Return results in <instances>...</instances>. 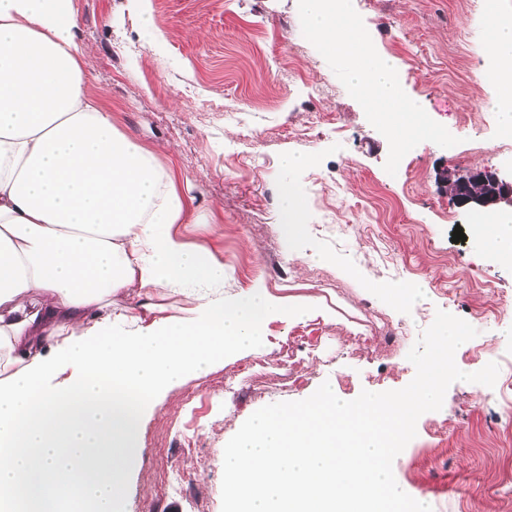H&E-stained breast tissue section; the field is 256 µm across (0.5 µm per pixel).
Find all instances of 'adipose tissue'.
I'll list each match as a JSON object with an SVG mask.
<instances>
[{
    "label": "adipose tissue",
    "mask_w": 512,
    "mask_h": 512,
    "mask_svg": "<svg viewBox=\"0 0 512 512\" xmlns=\"http://www.w3.org/2000/svg\"><path fill=\"white\" fill-rule=\"evenodd\" d=\"M340 0H300L310 33L350 61L352 89L379 103L391 141L421 146L407 128L393 59L358 34H339ZM71 0H0V380L49 356L134 294L127 323L142 326L156 295L190 287L197 303L224 295L222 262L175 232L185 200L157 154L126 136L87 89V54ZM512 16L494 25L484 79L502 128L512 129Z\"/></svg>",
    "instance_id": "1"
}]
</instances>
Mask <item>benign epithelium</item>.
I'll return each mask as SVG.
<instances>
[{
  "label": "benign epithelium",
  "mask_w": 512,
  "mask_h": 512,
  "mask_svg": "<svg viewBox=\"0 0 512 512\" xmlns=\"http://www.w3.org/2000/svg\"><path fill=\"white\" fill-rule=\"evenodd\" d=\"M451 200L459 207L475 211L491 210L502 204L512 206V178L483 170L461 172L448 168L441 174Z\"/></svg>",
  "instance_id": "benign-epithelium-1"
}]
</instances>
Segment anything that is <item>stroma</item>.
I'll return each mask as SVG.
<instances>
[{
  "label": "stroma",
  "instance_id": "stroma-1",
  "mask_svg": "<svg viewBox=\"0 0 512 512\" xmlns=\"http://www.w3.org/2000/svg\"><path fill=\"white\" fill-rule=\"evenodd\" d=\"M88 54L87 88L117 128L153 148L176 174L186 218L175 230L228 272L224 294L261 286L302 320L274 318L263 345L189 376L144 416L126 512H221L223 453L257 409L311 396L408 385L407 354L437 310L477 329L456 354L461 370L497 362L494 387L456 382L423 414L393 463L400 488L433 512H512V264L470 238L473 212L439 183L446 165L512 176V147L480 75L493 29L468 0H350L375 55L395 60L409 100L436 134L401 166L340 55L308 32L297 0H73ZM152 16L153 30L140 22ZM307 156L288 170L280 159ZM309 203L301 253L278 222L281 190ZM208 223H195L197 214ZM467 238L453 242L455 228ZM326 262L314 261V254ZM419 283L415 311L376 290ZM301 342L289 358L290 339Z\"/></svg>",
  "mask_w": 512,
  "mask_h": 512
}]
</instances>
